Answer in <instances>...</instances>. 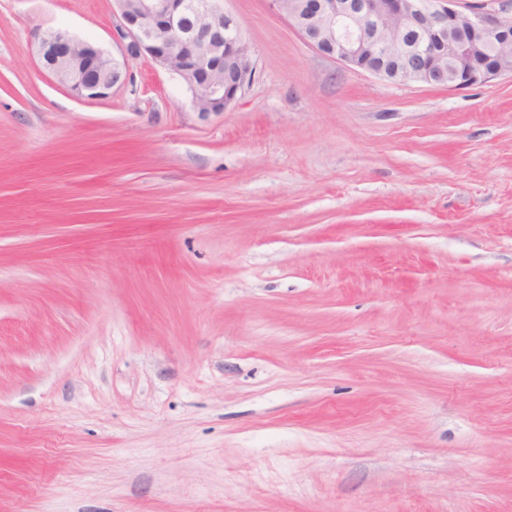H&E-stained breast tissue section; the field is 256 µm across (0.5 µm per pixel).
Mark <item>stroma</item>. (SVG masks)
<instances>
[{
    "mask_svg": "<svg viewBox=\"0 0 512 512\" xmlns=\"http://www.w3.org/2000/svg\"><path fill=\"white\" fill-rule=\"evenodd\" d=\"M256 69L78 100L0 0V512H512V75L390 82L224 0Z\"/></svg>",
    "mask_w": 512,
    "mask_h": 512,
    "instance_id": "obj_1",
    "label": "stroma"
}]
</instances>
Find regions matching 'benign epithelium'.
Instances as JSON below:
<instances>
[{
    "mask_svg": "<svg viewBox=\"0 0 512 512\" xmlns=\"http://www.w3.org/2000/svg\"><path fill=\"white\" fill-rule=\"evenodd\" d=\"M128 40L119 62L61 29L39 38L41 67L82 100L109 97L128 59L148 57L178 77L197 112L229 109L255 70L242 22L223 0H114ZM320 54L388 81L462 88L512 75V20L458 0H271Z\"/></svg>",
    "mask_w": 512,
    "mask_h": 512,
    "instance_id": "1",
    "label": "benign epithelium"
}]
</instances>
